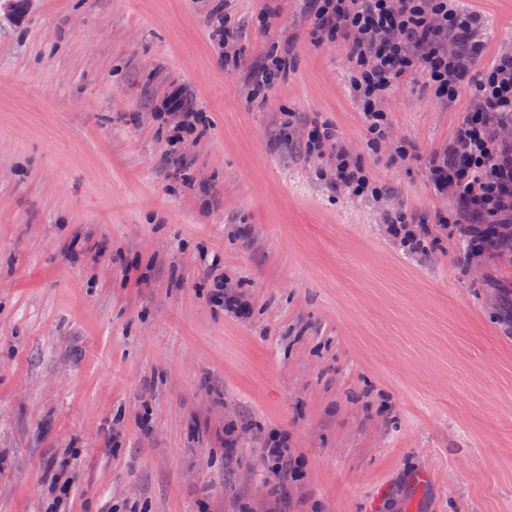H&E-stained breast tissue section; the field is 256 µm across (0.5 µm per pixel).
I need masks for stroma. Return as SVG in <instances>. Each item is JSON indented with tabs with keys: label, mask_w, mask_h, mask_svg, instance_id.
Instances as JSON below:
<instances>
[{
	"label": "stroma",
	"mask_w": 512,
	"mask_h": 512,
	"mask_svg": "<svg viewBox=\"0 0 512 512\" xmlns=\"http://www.w3.org/2000/svg\"><path fill=\"white\" fill-rule=\"evenodd\" d=\"M221 4L0 0V512H50L63 458L57 512H512V321L489 285L512 263L382 231L386 208L441 207L427 160L469 93L393 87L419 157L390 161L305 0H233L234 72L209 38ZM463 5L482 59L512 50V0ZM286 47L288 78L248 99V68ZM176 89L198 121L174 174ZM287 115L335 125L385 201L282 146ZM227 280L246 314L213 301ZM272 434L303 470L285 489Z\"/></svg>",
	"instance_id": "35a3bbf8"
}]
</instances>
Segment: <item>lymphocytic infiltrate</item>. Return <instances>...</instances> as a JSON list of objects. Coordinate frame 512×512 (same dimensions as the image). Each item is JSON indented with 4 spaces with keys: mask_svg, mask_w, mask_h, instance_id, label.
Returning <instances> with one entry per match:
<instances>
[{
    "mask_svg": "<svg viewBox=\"0 0 512 512\" xmlns=\"http://www.w3.org/2000/svg\"><path fill=\"white\" fill-rule=\"evenodd\" d=\"M315 43L348 48L349 92L361 109L369 146H388L390 158L413 156L406 142L389 139L382 103L388 90L421 76L434 98L455 101L461 91L474 100L455 138L429 159L434 193L447 198L435 225L402 207L385 215L395 244L422 252L433 229L465 243L472 268L490 255L512 260V52L478 66L480 15L459 0H307ZM304 136L308 154L324 159L319 171L330 186L352 197H380L382 189L362 158L325 122L311 123Z\"/></svg>",
    "mask_w": 512,
    "mask_h": 512,
    "instance_id": "f902f5d3",
    "label": "lymphocytic infiltrate"
}]
</instances>
